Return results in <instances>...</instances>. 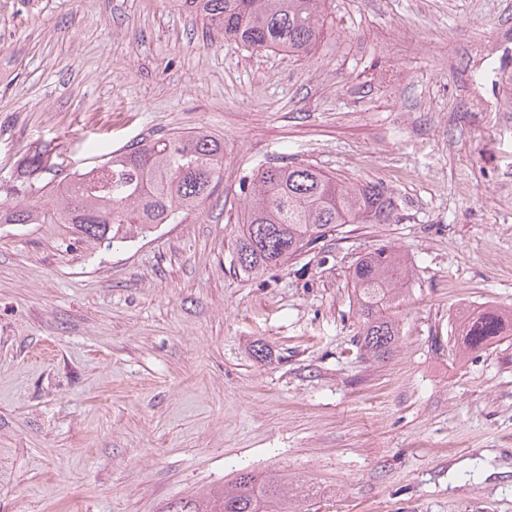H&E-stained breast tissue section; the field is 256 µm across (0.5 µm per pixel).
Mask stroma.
<instances>
[{"mask_svg": "<svg viewBox=\"0 0 512 512\" xmlns=\"http://www.w3.org/2000/svg\"><path fill=\"white\" fill-rule=\"evenodd\" d=\"M307 56L225 40L183 0H0V207L145 138L205 128L224 178L106 246L0 224V512H166L239 468L299 476L294 512H512V335L462 357L461 311L512 306V0H326ZM65 170L25 189L34 151ZM316 166L397 198L262 277L232 262L239 183ZM411 259L405 341L361 357L349 267ZM263 349L256 357L255 349Z\"/></svg>", "mask_w": 512, "mask_h": 512, "instance_id": "1", "label": "stroma"}]
</instances>
